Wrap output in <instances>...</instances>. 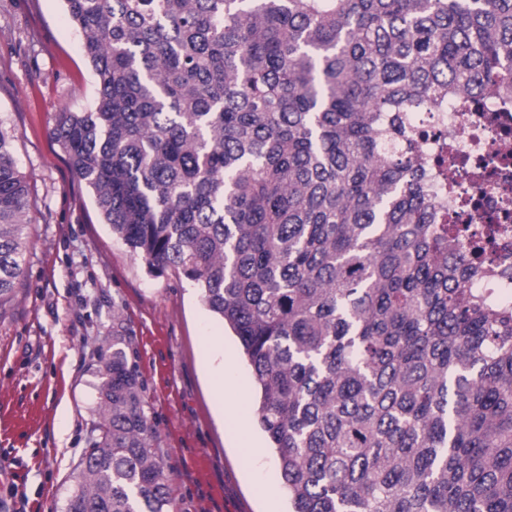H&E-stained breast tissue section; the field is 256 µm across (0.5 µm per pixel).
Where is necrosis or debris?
Returning a JSON list of instances; mask_svg holds the SVG:
<instances>
[{
  "label": "necrosis or debris",
  "instance_id": "4bbe7bcc",
  "mask_svg": "<svg viewBox=\"0 0 512 512\" xmlns=\"http://www.w3.org/2000/svg\"><path fill=\"white\" fill-rule=\"evenodd\" d=\"M416 158L448 223V246L491 268L481 285L512 305V98L487 91L480 102L461 96L441 112H415Z\"/></svg>",
  "mask_w": 512,
  "mask_h": 512
}]
</instances>
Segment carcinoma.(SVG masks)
<instances>
[{
	"label": "carcinoma",
	"mask_w": 512,
	"mask_h": 512,
	"mask_svg": "<svg viewBox=\"0 0 512 512\" xmlns=\"http://www.w3.org/2000/svg\"><path fill=\"white\" fill-rule=\"evenodd\" d=\"M97 96L52 135L112 234L238 336L292 512H512V309L406 112L512 96V0H65ZM0 128V311L28 245ZM66 512H169L120 335Z\"/></svg>",
	"instance_id": "carcinoma-1"
}]
</instances>
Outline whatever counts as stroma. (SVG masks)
<instances>
[{
	"instance_id": "obj_1",
	"label": "stroma",
	"mask_w": 512,
	"mask_h": 512,
	"mask_svg": "<svg viewBox=\"0 0 512 512\" xmlns=\"http://www.w3.org/2000/svg\"><path fill=\"white\" fill-rule=\"evenodd\" d=\"M64 0H0V127L31 193L25 273L0 315V512H65L98 435L99 348L125 337L169 478L170 512H288L240 343L176 272L104 224L52 137L96 97Z\"/></svg>"
}]
</instances>
